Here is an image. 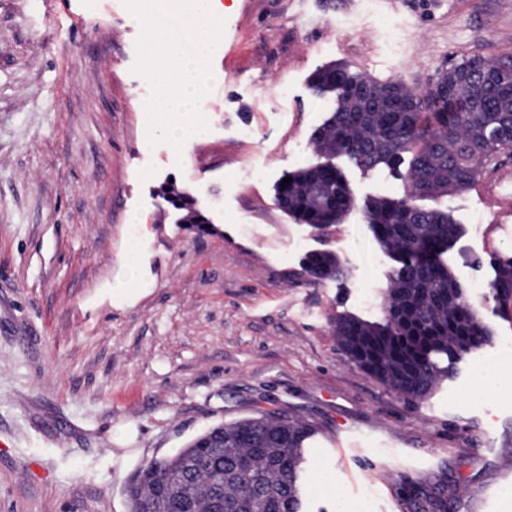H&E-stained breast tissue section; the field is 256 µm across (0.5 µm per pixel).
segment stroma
<instances>
[{
	"label": "stroma",
	"mask_w": 512,
	"mask_h": 512,
	"mask_svg": "<svg viewBox=\"0 0 512 512\" xmlns=\"http://www.w3.org/2000/svg\"><path fill=\"white\" fill-rule=\"evenodd\" d=\"M221 2L211 121L178 154L144 144L140 30L119 0H0V512H129L144 462L261 409L313 430L303 512H403L407 487L441 478L456 512H512V392L475 394L473 377L512 368V310L489 289L512 258V149L470 189L420 202L461 225L442 260L493 333L420 399L336 340L340 317L384 322L397 266L362 208L317 229L275 202L319 160L312 135L336 103L314 91L318 67L425 90L452 62L512 53V0ZM409 162L334 160L360 201L403 197ZM172 188L213 232L180 224ZM130 242L143 295L112 289ZM317 251L340 277L310 280Z\"/></svg>",
	"instance_id": "1"
}]
</instances>
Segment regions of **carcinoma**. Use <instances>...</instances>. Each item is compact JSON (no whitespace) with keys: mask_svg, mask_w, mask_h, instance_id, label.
Returning <instances> with one entry per match:
<instances>
[{"mask_svg":"<svg viewBox=\"0 0 512 512\" xmlns=\"http://www.w3.org/2000/svg\"><path fill=\"white\" fill-rule=\"evenodd\" d=\"M312 87L335 98L336 108L316 130L313 144L326 158L291 173L277 186L276 204L303 224L326 229L357 200L329 159L347 156L367 169L410 153L408 193L364 202L373 236L399 266L385 290V323L355 317L336 322V339L369 376L408 398L427 395L445 368L443 355L459 359L488 344L481 324L440 257L461 233L447 212L423 209L415 198L470 188L504 150L512 148V56L464 58L439 70L425 91L398 80L378 82L346 65H327ZM183 222L201 232L209 220L182 195ZM305 272L318 283L340 274L336 256L317 252ZM500 302L512 301V261H496L491 285ZM309 427L278 410L210 427L172 456L144 463L127 490L130 512L152 502L155 512H181L190 497L211 508L212 488L224 486V512H301L300 472ZM405 512H448L447 487L403 498Z\"/></svg>","mask_w":512,"mask_h":512,"instance_id":"obj_1","label":"carcinoma"}]
</instances>
